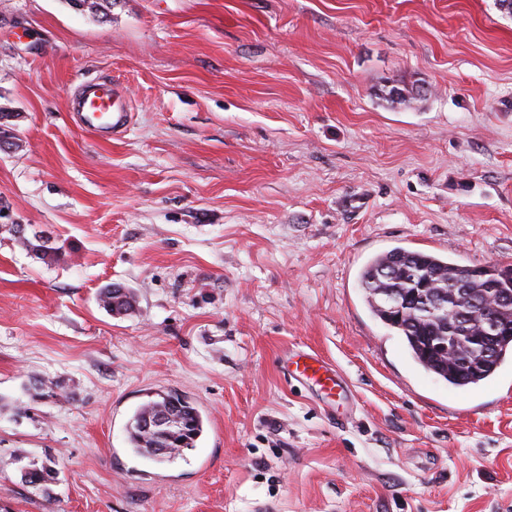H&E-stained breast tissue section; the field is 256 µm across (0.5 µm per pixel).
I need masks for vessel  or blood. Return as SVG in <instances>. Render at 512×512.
<instances>
[{
  "mask_svg": "<svg viewBox=\"0 0 512 512\" xmlns=\"http://www.w3.org/2000/svg\"><path fill=\"white\" fill-rule=\"evenodd\" d=\"M69 107L78 129L103 140L121 135L130 125L128 103L121 88L110 80L82 82L72 94ZM286 370L289 378L312 383L330 393L341 387L342 379L336 370L312 354L293 356Z\"/></svg>",
  "mask_w": 512,
  "mask_h": 512,
  "instance_id": "vessel-or-blood-1",
  "label": "vessel or blood"
}]
</instances>
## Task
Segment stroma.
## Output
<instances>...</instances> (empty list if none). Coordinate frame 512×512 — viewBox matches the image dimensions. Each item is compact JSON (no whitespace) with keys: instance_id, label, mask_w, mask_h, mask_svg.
<instances>
[{"instance_id":"1","label":"stroma","mask_w":512,"mask_h":512,"mask_svg":"<svg viewBox=\"0 0 512 512\" xmlns=\"http://www.w3.org/2000/svg\"><path fill=\"white\" fill-rule=\"evenodd\" d=\"M93 77L128 96L119 138L70 118ZM0 112V512H512V360L457 392L359 285L396 246L512 268L496 0H0ZM298 351L347 399L289 381ZM161 391L205 419L165 463L126 432ZM112 286L118 288H112ZM100 300L110 312L114 311L113 307H115L118 314H121L123 311L124 314H128L127 312L133 309L131 294L125 288H120V286L110 285L107 288H103L100 292Z\"/></svg>"}]
</instances>
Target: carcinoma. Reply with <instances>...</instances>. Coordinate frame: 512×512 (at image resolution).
<instances>
[{
    "instance_id": "carcinoma-1",
    "label": "carcinoma",
    "mask_w": 512,
    "mask_h": 512,
    "mask_svg": "<svg viewBox=\"0 0 512 512\" xmlns=\"http://www.w3.org/2000/svg\"><path fill=\"white\" fill-rule=\"evenodd\" d=\"M67 3L78 10H88L104 17L112 9V0H67ZM21 244L44 262L56 260L57 249L48 246L36 234L24 238ZM386 268L391 271V276L383 280L379 277V271ZM426 279L436 281V288L448 294L446 312L442 315L433 313L427 309L430 300L420 299L403 318L395 317V312L386 303L390 293H409L414 290L411 281ZM360 282L372 315L404 338L415 363L453 389L467 390L484 383L512 356V333L497 342L496 356L492 360L486 359L480 346L475 343L470 344V350L462 357L454 349L453 337L456 336L458 324L465 323L464 331L468 336H475L480 330L478 319L471 320L461 313L460 305L454 300L455 293L451 291L459 283L468 286L469 298L476 302L474 312H479L486 291L480 279L474 275V267L470 265H462L431 253L394 247L374 256L365 264ZM100 300L105 308H113L119 313L133 309L132 296L124 288H104L100 292ZM167 408L187 422L188 427L164 440L138 429V422L145 416ZM203 432L204 419L198 407L181 394L160 392L155 399L146 402L134 413L127 425V441L134 454L151 459L154 458L153 449L165 446L169 452L162 460L170 461L184 450L196 447Z\"/></svg>"
}]
</instances>
